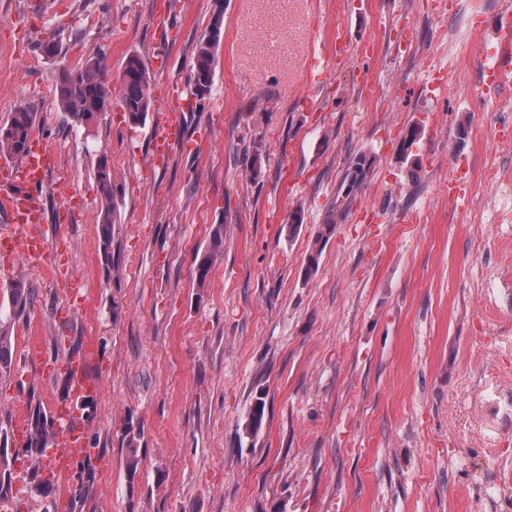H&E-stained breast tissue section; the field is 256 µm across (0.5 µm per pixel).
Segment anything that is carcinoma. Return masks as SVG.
<instances>
[{"label":"carcinoma","instance_id":"obj_1","mask_svg":"<svg viewBox=\"0 0 512 512\" xmlns=\"http://www.w3.org/2000/svg\"><path fill=\"white\" fill-rule=\"evenodd\" d=\"M219 41L220 37L209 32L197 45L191 83L194 94L201 99L210 93ZM54 83L57 110L80 126L89 125L106 111L114 95L119 97L128 122L133 126L145 121L152 105L150 77L144 62L136 55L127 59L122 77L115 83L109 78L106 59L102 55H94L81 66L54 77ZM36 123L37 113L28 107H21L12 113L7 123L0 126V155L22 156L28 139L34 134ZM369 167L370 160L366 154H360L348 169L345 196L348 197L361 189ZM96 177L101 198L98 215L100 252L106 264L111 265L113 264L112 226L115 223L119 187L107 158L103 157L98 161ZM337 212L338 206H332L323 224L318 226L305 269L307 278L316 272L322 248L336 232ZM223 250L224 227L219 224L213 230L203 255L196 261L195 277L198 286H204L214 258ZM3 293L7 295L13 314L21 315L26 312L30 305L31 288L25 279L17 278L11 281L9 286L3 289ZM11 363L9 331L0 323V368H8ZM263 419L264 403L259 398L246 423V433L255 434L262 427ZM54 436V429L46 415L39 410L32 413L25 452L31 456L39 455L46 442ZM140 438L141 429L134 427L130 422L127 423L121 434V443L127 449L125 463L127 470L131 473L137 470V447Z\"/></svg>","mask_w":512,"mask_h":512}]
</instances>
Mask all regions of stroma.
<instances>
[{"mask_svg":"<svg viewBox=\"0 0 512 512\" xmlns=\"http://www.w3.org/2000/svg\"><path fill=\"white\" fill-rule=\"evenodd\" d=\"M153 2L0 0V125L21 107L38 114L58 158L44 229L76 282L0 269V289L17 274L32 289L25 314L4 307L0 320L12 354L38 338L60 373L74 348H91L102 382L88 458L39 490L7 426L62 385L16 360L0 369L12 473L0 512L63 501L67 512H512V145L495 136L512 121V78L493 89L481 78L506 22L499 0H451L442 15L434 0H178L162 69ZM218 8L211 91L173 108L193 151L151 167V123L128 125L116 98L88 127L57 111L58 64L100 52L114 79L140 56L161 102L168 82L189 84ZM404 25L417 33L410 49ZM47 41L59 60L40 52ZM340 43L373 55L337 61ZM425 56L452 69L451 86L420 80ZM413 126L420 139L403 146ZM362 154L365 183L306 276ZM103 156L120 185L116 277L99 247ZM458 159L469 163L464 208L448 197ZM73 196L83 209L69 210ZM218 224L224 251L201 287L195 258ZM129 421L143 431L133 475L119 446ZM338 207L339 205H337L336 200V205H332L323 224H320L318 226V230L316 232L312 248L308 256V265L305 269L306 276L310 277L316 272V269L318 267V258L322 252V248L336 232V216L338 212Z\"/></svg>","mask_w":512,"mask_h":512,"instance_id":"stroma-1","label":"stroma"}]
</instances>
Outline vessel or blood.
Here are the masks:
<instances>
[{"instance_id": "obj_1", "label": "vessel or blood", "mask_w": 512, "mask_h": 512, "mask_svg": "<svg viewBox=\"0 0 512 512\" xmlns=\"http://www.w3.org/2000/svg\"><path fill=\"white\" fill-rule=\"evenodd\" d=\"M500 49L484 73L488 84L512 74V30L498 34ZM182 94L180 86H173L170 100L161 104L154 116L155 136L151 143L155 163H162L168 145L176 134L172 102ZM55 156L40 140H31L23 161L16 162L0 156V183L8 185V192L0 194V211L7 214L8 224L0 226V265L13 267L18 263L46 266L50 245L40 231L43 222L40 192L46 173L53 167ZM101 385L87 363L86 353L74 356L68 367V382L64 397L50 401L48 412L55 424L56 438L38 458L42 470L69 475L73 466L88 453L87 428L80 401L96 399Z\"/></svg>"}]
</instances>
